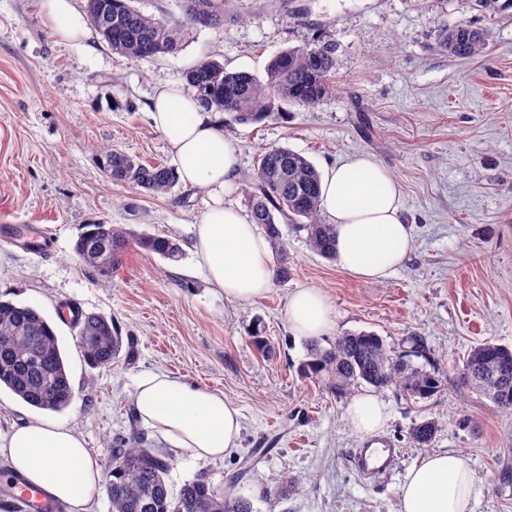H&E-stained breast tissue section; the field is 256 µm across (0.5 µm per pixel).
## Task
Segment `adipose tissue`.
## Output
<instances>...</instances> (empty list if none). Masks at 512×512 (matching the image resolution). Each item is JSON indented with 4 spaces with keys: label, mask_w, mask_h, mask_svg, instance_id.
<instances>
[{
    "label": "adipose tissue",
    "mask_w": 512,
    "mask_h": 512,
    "mask_svg": "<svg viewBox=\"0 0 512 512\" xmlns=\"http://www.w3.org/2000/svg\"><path fill=\"white\" fill-rule=\"evenodd\" d=\"M41 15L62 43L87 47L91 30L74 0H40ZM153 126L169 144L179 180L205 191L209 202L192 227V248L202 259L208 283L225 300L247 302L268 292L273 276L268 239L235 204L239 178L236 144L225 137L222 115L199 105L183 83L162 85L151 99ZM396 179L371 155L358 154L326 168L321 208L336 227V257L353 278L373 283L398 268L413 245V229L400 213ZM331 311L321 289L295 290L288 322L295 336L314 338L330 328ZM133 407L142 423L173 447L196 459L223 457L237 447L241 414L216 393L164 374L139 378ZM386 407L371 393L354 397L347 420L362 435L381 431ZM0 454L12 471L67 503L88 512L103 480L99 458L62 423L30 421L0 439ZM475 475L455 452L426 456L400 487L398 512H471Z\"/></svg>",
    "instance_id": "ef3b65f1"
}]
</instances>
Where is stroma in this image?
Returning a JSON list of instances; mask_svg holds the SVG:
<instances>
[{
	"label": "stroma",
	"mask_w": 512,
	"mask_h": 512,
	"mask_svg": "<svg viewBox=\"0 0 512 512\" xmlns=\"http://www.w3.org/2000/svg\"><path fill=\"white\" fill-rule=\"evenodd\" d=\"M461 23L490 32L483 56L438 48L440 30ZM313 40L335 49L334 89L263 123L225 127L241 150L240 172L271 146L320 171L370 154L401 187L414 246L395 272L364 283L285 225L287 277L273 278L263 298L230 303L188 249L205 192L179 183L156 196L113 182L103 151L172 164L148 117L161 85L209 56L261 76L274 55ZM1 213L10 222L0 224V300L52 321L75 389L59 412L1 389V433L29 420L62 422L106 458L107 442L141 426L131 406L138 378L166 373L223 393L242 416L239 447L218 460L192 459L148 435L168 450L172 488L205 472L254 512H397L408 471L428 452L453 451L475 473L472 512H512V413L464 388L458 374L475 345L512 347V0H231L223 27L188 28L175 51L138 60L97 36L88 50L59 43L39 0H0ZM95 223L169 236L183 256L135 247L112 277L95 276L73 250ZM23 226L40 232L41 251L17 240ZM303 286L329 299L327 340L375 333L442 381L429 400L379 390L390 414L382 434L399 450L389 476L367 481L352 470L363 437L346 419L348 398L296 373L306 340L293 336L287 306ZM68 302L112 318L131 356L89 367L76 329L57 316ZM256 329L268 351L253 344ZM412 335L424 345L416 355L405 343ZM426 419L438 431L430 448L414 447L411 429Z\"/></svg>",
	"instance_id": "35a3bbf8"
}]
</instances>
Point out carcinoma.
<instances>
[{"label":"carcinoma","mask_w":512,"mask_h":512,"mask_svg":"<svg viewBox=\"0 0 512 512\" xmlns=\"http://www.w3.org/2000/svg\"><path fill=\"white\" fill-rule=\"evenodd\" d=\"M136 0H109L100 13L96 0H87L91 25L112 51L131 59L169 53L177 49L186 27L224 26L228 0H181L180 18L171 20L145 14ZM487 30L459 24L445 29L439 47L460 58L483 54ZM329 43H305L279 52L268 62L261 79L233 71L206 57L186 73L198 103L207 110L230 115L238 125L258 124L279 111L283 102L312 105L332 89L336 61ZM105 170L112 180L141 187L159 195L177 183L175 169L161 163H142L121 152H105ZM248 205L255 223L264 226L274 249L283 250L276 222L281 216L307 231L310 248L327 259L336 258V229L323 221L320 173L304 156L283 146L268 148L254 172L244 180ZM105 239L102 250L85 249ZM137 245L163 259L176 261L183 251L178 241L115 224H89L74 245V252L101 277L114 273L129 247ZM81 352L92 367H110L120 355L122 338L112 320L81 313L76 323ZM306 358L297 368L303 379H313L342 397L363 383L375 389L395 386L410 398L430 399L441 389L432 372L395 354L383 339L363 332L339 336L329 346L311 340ZM459 377L462 384L488 398L494 406L512 411V349L490 342L475 346ZM39 410L59 412L74 398V388L58 336L52 323L36 308L0 300V388ZM433 420L414 425L410 438L417 448L428 447L437 432ZM107 495L111 512H253L252 502L199 474L173 490L167 481L169 454L152 447L138 434L107 445Z\"/></svg>","instance_id":"1"}]
</instances>
